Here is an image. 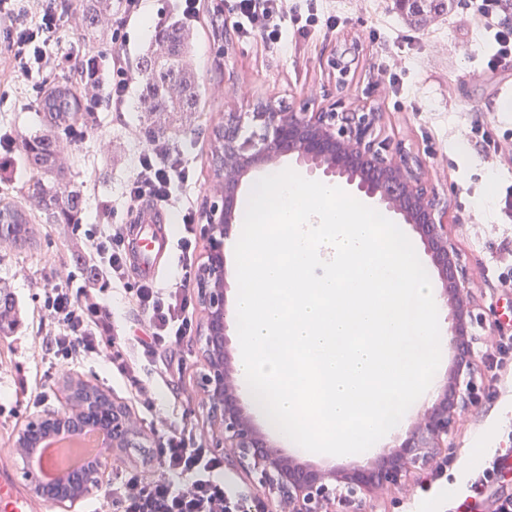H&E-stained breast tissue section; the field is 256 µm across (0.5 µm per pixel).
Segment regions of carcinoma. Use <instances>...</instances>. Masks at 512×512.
<instances>
[{
    "instance_id": "carcinoma-1",
    "label": "carcinoma",
    "mask_w": 512,
    "mask_h": 512,
    "mask_svg": "<svg viewBox=\"0 0 512 512\" xmlns=\"http://www.w3.org/2000/svg\"><path fill=\"white\" fill-rule=\"evenodd\" d=\"M112 11V0H83V25L95 28L105 23ZM140 111L158 117L148 128L153 138H169L180 132L177 122L198 111L199 83L189 60V33L174 22L161 28L154 44L140 64ZM101 105L98 99L82 101L69 79H61L36 100L43 128L21 136L19 149L24 164L38 175L29 197L43 210L48 224H77L83 199L77 191H63L53 178L62 170L56 133L71 128L76 113L90 112ZM0 226L19 244L32 233L31 216L20 201L0 207Z\"/></svg>"
}]
</instances>
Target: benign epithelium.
Returning a JSON list of instances; mask_svg holds the SVG:
<instances>
[{"label":"benign epithelium","mask_w":512,"mask_h":512,"mask_svg":"<svg viewBox=\"0 0 512 512\" xmlns=\"http://www.w3.org/2000/svg\"><path fill=\"white\" fill-rule=\"evenodd\" d=\"M381 120L382 113L373 109L339 112L334 103L315 112H297L261 101L250 112L224 113V169L214 177L217 201L202 217L206 253L193 280L203 312L202 401L213 447L224 449V460L266 495L262 512H336L338 502L348 512H368L367 502L384 491L406 486L419 471L439 470L457 418L480 401L475 345L485 323L469 289L470 269L462 263L448 228V205L424 181L420 160L382 136ZM288 158L307 177L343 185L409 226L436 273L439 301L447 311L446 343L453 352L448 375L404 438L375 449L365 464L353 468L300 462L288 455L243 400L230 345L232 307L224 249L237 220L238 196L254 173ZM65 390L62 409L38 416L18 431L15 451L27 458L52 435L75 438L104 420L112 421L111 441L84 469L49 487L26 473L36 496L51 501L59 512H72L98 487L103 467L120 460L136 425L125 406L80 380H68Z\"/></svg>","instance_id":"7a95c632"}]
</instances>
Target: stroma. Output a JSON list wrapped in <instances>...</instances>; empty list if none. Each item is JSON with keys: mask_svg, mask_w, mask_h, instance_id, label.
<instances>
[{"mask_svg": "<svg viewBox=\"0 0 512 512\" xmlns=\"http://www.w3.org/2000/svg\"><path fill=\"white\" fill-rule=\"evenodd\" d=\"M447 2V11L423 14L416 22L393 0H287L282 38L275 44L259 30L247 38L237 35L229 24L232 0H203L200 15L184 21L200 103L191 121L168 140L195 169L192 184L177 190L170 210L158 215L160 230L171 238L179 236L184 204L201 212L214 200L212 129L225 113L248 111L259 98L295 109L339 99L348 107L380 111L383 136L420 159L426 182L448 203L453 236L472 272L469 287L485 318L477 349L486 356L481 366L486 394L460 415L449 434L447 464L419 484L384 495L374 512H463L467 481L482 463L476 448L512 447V208L505 206L512 198V55L498 57L496 41L506 18H512V0H498L489 18L477 11L475 0ZM80 9L81 0H69V19L50 47L57 62L50 76L14 82L8 98L0 100V138L37 130L35 101L46 80L72 75L86 51L105 49L113 27L124 26L127 53L136 63L161 26L181 19L175 0H143L130 21L116 15L111 26L91 31L82 27ZM297 14L315 17L308 36L294 34L291 18ZM338 54L349 71L342 85L330 66ZM494 56L499 62L488 68ZM149 124L138 110L134 87L121 111L79 118L76 127L83 137L67 133L61 142L63 184L83 198L80 223L36 222L34 241L24 249L0 237V288L11 295L16 320L12 334H0V470L11 472L16 490L31 497V512L56 510L33 496L23 463L13 453L14 439L29 420L62 408L64 377L98 386L127 406L139 445L124 451L121 465L138 468L143 479L160 476V468L146 462V451L157 447L170 425L186 422L202 442L210 440L198 336L152 356L132 349L149 380L150 409L113 373L106 357L69 366L46 346L53 324L45 293L56 285L58 270L70 273L73 287L84 285L78 258L87 252L85 233L97 224L101 205H112V227L123 234L141 214L127 203L125 188L139 154L154 145ZM461 142L466 151H458ZM177 258L174 252L159 257L149 271L128 263L124 289L100 293L112 309L115 335L146 336L148 317L124 290L144 281L175 287Z\"/></svg>", "mask_w": 512, "mask_h": 512, "instance_id": "35a3bbf8", "label": "stroma"}]
</instances>
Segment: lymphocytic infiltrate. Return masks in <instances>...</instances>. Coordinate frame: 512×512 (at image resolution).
I'll use <instances>...</instances> for the list:
<instances>
[{
  "label": "lymphocytic infiltrate",
  "mask_w": 512,
  "mask_h": 512,
  "mask_svg": "<svg viewBox=\"0 0 512 512\" xmlns=\"http://www.w3.org/2000/svg\"><path fill=\"white\" fill-rule=\"evenodd\" d=\"M65 0H40L36 17L21 13L18 0H0V39L6 44L0 55V85L8 86L19 77L51 69L48 48L57 39L63 22ZM282 0H235L232 25L241 34L265 31L270 40L281 38L276 20ZM107 86L108 102L117 106L129 88V69L120 50L90 51L77 71L75 87L80 92ZM194 177L192 168L179 152L158 144L138 159L134 178L126 190L129 202L148 198L159 207L171 205L177 186ZM196 211L182 210L183 232L178 241L180 270L178 287L162 290L144 283L132 297L149 315L150 345L167 349L180 343L192 330L193 296L190 283L194 272ZM88 253L94 282L110 286L123 281L124 258L111 227L88 236ZM46 306L55 325L50 345L55 355L73 362L101 353L133 388L142 380L134 363L117 349L112 334V313L90 290L74 294L69 288H51ZM163 470L161 478L146 481L139 472L120 469L112 474L107 503L114 512H256L254 501L232 499L224 488V463L200 443L191 427H171L156 450Z\"/></svg>",
  "instance_id": "1"
}]
</instances>
